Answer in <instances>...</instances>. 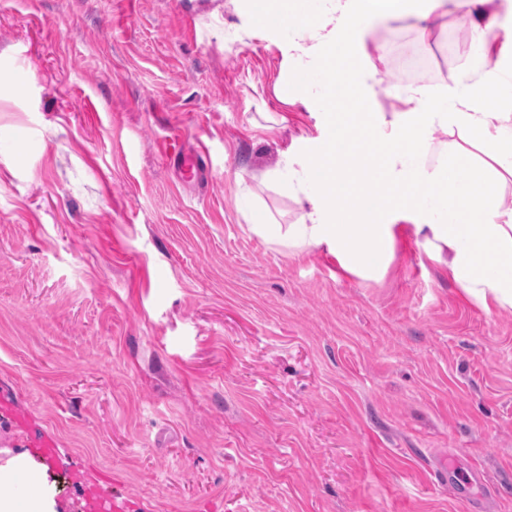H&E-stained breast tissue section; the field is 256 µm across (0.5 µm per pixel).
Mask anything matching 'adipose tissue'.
I'll use <instances>...</instances> for the list:
<instances>
[{"instance_id": "obj_1", "label": "adipose tissue", "mask_w": 512, "mask_h": 512, "mask_svg": "<svg viewBox=\"0 0 512 512\" xmlns=\"http://www.w3.org/2000/svg\"><path fill=\"white\" fill-rule=\"evenodd\" d=\"M465 9L474 61L472 79H458L435 90L414 84L401 92L406 107L383 112L372 105L376 69L349 76L348 59L382 54L370 46L374 22L411 17L417 44L428 42L427 18L442 12L447 0H278L260 18L275 33L282 54L295 64L307 96L305 105L320 115L334 148L350 143L354 112L332 119L340 87L352 84L356 110L372 113L362 134L380 141L383 162L375 175L380 194L358 191L354 205L332 201L331 190L346 186L348 165L329 159L310 166L287 155L279 167L263 171L259 181L275 180L293 195L301 214L297 223H268L252 212L251 227L270 241L298 251L323 249L336 256L348 274L381 278L392 260L398 222H408L428 257L448 270L453 280L484 309L512 308V206L503 189L512 184V30L497 32L494 0H457ZM348 54L334 68H324L337 44ZM498 87V105H486L483 88ZM447 141H435L433 130ZM384 210L388 223L358 224L356 208Z\"/></svg>"}]
</instances>
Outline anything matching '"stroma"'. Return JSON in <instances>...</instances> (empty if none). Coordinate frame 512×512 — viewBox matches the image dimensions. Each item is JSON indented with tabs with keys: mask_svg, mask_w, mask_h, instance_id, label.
Returning <instances> with one entry per match:
<instances>
[{
	"mask_svg": "<svg viewBox=\"0 0 512 512\" xmlns=\"http://www.w3.org/2000/svg\"><path fill=\"white\" fill-rule=\"evenodd\" d=\"M432 32L438 88L471 49L455 7ZM372 36L374 104L399 111L413 21ZM5 62L0 467L24 458L55 512H512V308L406 231L374 282L251 230L246 197L300 216L253 172L325 162L328 134L241 0H0Z\"/></svg>",
	"mask_w": 512,
	"mask_h": 512,
	"instance_id": "35a3bbf8",
	"label": "stroma"
}]
</instances>
